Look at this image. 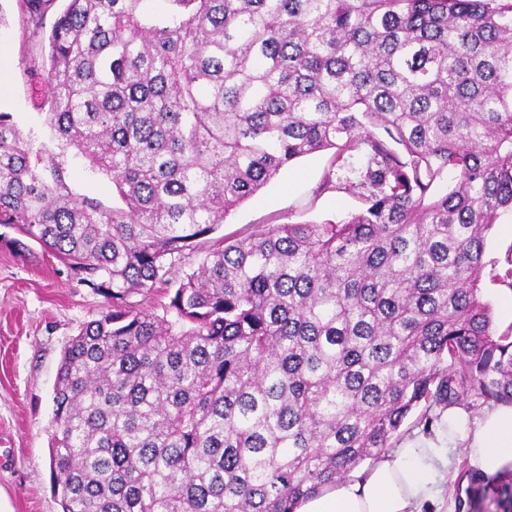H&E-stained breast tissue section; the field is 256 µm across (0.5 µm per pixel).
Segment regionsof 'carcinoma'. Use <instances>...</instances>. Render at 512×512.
<instances>
[{
  "mask_svg": "<svg viewBox=\"0 0 512 512\" xmlns=\"http://www.w3.org/2000/svg\"><path fill=\"white\" fill-rule=\"evenodd\" d=\"M61 2L45 129L0 113L18 233L0 243L49 249L108 302L54 388L61 512H296L416 409L429 428L470 396L512 403V335L481 288L512 211V0ZM329 148L350 177L321 188L362 209L226 239L176 276ZM71 152L122 205L75 193ZM154 288L161 311L130 301Z\"/></svg>",
  "mask_w": 512,
  "mask_h": 512,
  "instance_id": "1",
  "label": "carcinoma"
}]
</instances>
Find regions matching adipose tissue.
Listing matches in <instances>:
<instances>
[{
  "label": "adipose tissue",
  "instance_id": "obj_1",
  "mask_svg": "<svg viewBox=\"0 0 512 512\" xmlns=\"http://www.w3.org/2000/svg\"><path fill=\"white\" fill-rule=\"evenodd\" d=\"M463 449L482 476L512 471V404L500 403L472 418L448 408L432 436L407 439L368 472L302 500L296 512H423L443 502L449 451Z\"/></svg>",
  "mask_w": 512,
  "mask_h": 512
}]
</instances>
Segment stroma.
I'll return each instance as SVG.
<instances>
[{
    "label": "stroma",
    "instance_id": "obj_1",
    "mask_svg": "<svg viewBox=\"0 0 512 512\" xmlns=\"http://www.w3.org/2000/svg\"><path fill=\"white\" fill-rule=\"evenodd\" d=\"M38 20L22 12L19 0H0V112L11 113L22 129L44 121L46 73L39 49L56 18ZM333 150L289 165L281 175L231 211L216 236L241 238L272 224L337 222L359 210L358 192H324V176L337 170ZM78 194L104 206L117 205L109 178L89 174L70 160ZM512 254V214L504 213L487 241L482 294L494 312L497 333L512 330L502 311L512 286L500 279ZM105 305L102 296L77 283L68 267L39 244L19 253L0 246V501L8 512H61L51 491L49 433L53 389L65 347ZM448 506L452 512H512V472L488 478L471 473L461 449L451 454Z\"/></svg>",
    "mask_w": 512,
    "mask_h": 512
}]
</instances>
